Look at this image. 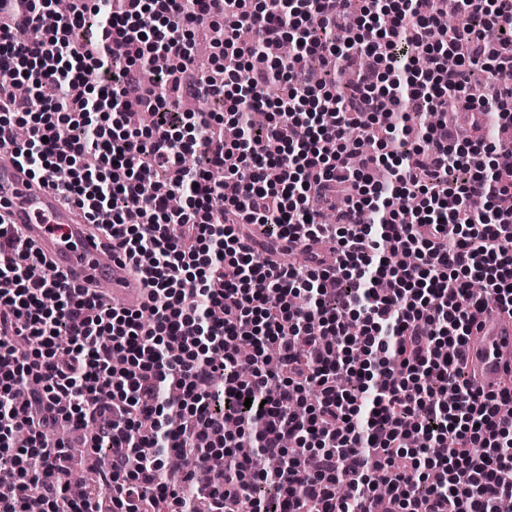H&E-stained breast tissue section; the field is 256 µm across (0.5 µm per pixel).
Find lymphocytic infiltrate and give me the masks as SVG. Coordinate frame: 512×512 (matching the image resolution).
<instances>
[{
	"mask_svg": "<svg viewBox=\"0 0 512 512\" xmlns=\"http://www.w3.org/2000/svg\"><path fill=\"white\" fill-rule=\"evenodd\" d=\"M13 0L0 25V140L33 178L85 211L144 276L142 308L108 306L99 290L61 283L0 221V512H90L73 498L56 428L92 436L112 512H192L194 491L161 481L167 456L195 449L224 460L204 488L209 512H365L371 486L390 512H497L512 499V383L473 386L458 353L489 310L512 314V83L471 109L469 138L441 122L415 149L384 159L411 132L410 105L447 112L470 84L512 69V0H455L481 26L432 40L448 0ZM97 45L84 42L88 15ZM223 59L197 75L196 28ZM343 27L359 47L328 39ZM289 40L286 61L253 58ZM156 55L157 79L140 73ZM370 60L375 82L345 100L308 58L344 72ZM30 92L19 98L14 82ZM277 85L276 99L264 91ZM227 97L238 133L189 114L129 126V109L159 111L185 95ZM251 109L268 110L263 131ZM203 165H184V151ZM178 195L181 209L167 200ZM335 221L319 220V205ZM329 247L297 267L271 243ZM357 324L350 334L349 324ZM252 345L241 371L230 340ZM276 349L278 367L267 368ZM151 439L137 436L141 420ZM348 491L337 497V483Z\"/></svg>",
	"mask_w": 512,
	"mask_h": 512,
	"instance_id": "obj_1",
	"label": "lymphocytic infiltrate"
}]
</instances>
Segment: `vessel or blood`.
Instances as JSON below:
<instances>
[{"instance_id":"b4317fda","label":"vessel or blood","mask_w":512,"mask_h":512,"mask_svg":"<svg viewBox=\"0 0 512 512\" xmlns=\"http://www.w3.org/2000/svg\"><path fill=\"white\" fill-rule=\"evenodd\" d=\"M14 146L0 143V205L10 223L46 257L62 282L72 288L109 287L126 307H140L144 282L132 273L111 242L95 233L82 210L63 206L57 193L17 165ZM461 362L476 388L498 390L512 368V318L498 312L482 316L476 335L462 350Z\"/></svg>"}]
</instances>
